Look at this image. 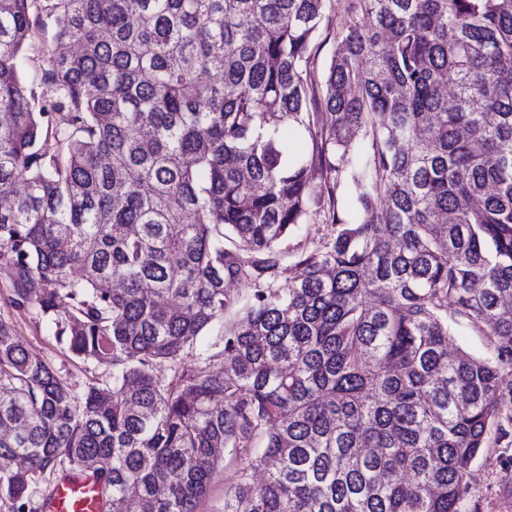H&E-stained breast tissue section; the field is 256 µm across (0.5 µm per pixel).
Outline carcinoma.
Wrapping results in <instances>:
<instances>
[{
	"instance_id": "1",
	"label": "carcinoma",
	"mask_w": 512,
	"mask_h": 512,
	"mask_svg": "<svg viewBox=\"0 0 512 512\" xmlns=\"http://www.w3.org/2000/svg\"><path fill=\"white\" fill-rule=\"evenodd\" d=\"M0 272L108 375L0 319L5 512H199L228 448L223 512H461L512 433V0H0ZM328 232L329 230L325 224L312 221L307 224H300L283 244V247L292 249L298 243L312 245L313 242H318L324 238ZM10 286L5 277L0 275V318L12 324L17 336H22L30 352L49 361L64 378L77 390L84 388L89 371H94L90 364L75 360L70 353L59 345L53 336V327L45 320L35 319L28 307L10 305ZM93 478L78 475L61 483L55 491L49 512H98L92 494Z\"/></svg>"
}]
</instances>
